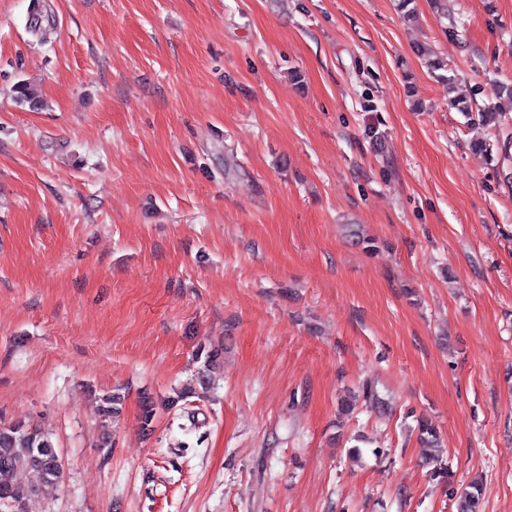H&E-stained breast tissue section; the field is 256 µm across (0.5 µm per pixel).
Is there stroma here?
<instances>
[{
    "mask_svg": "<svg viewBox=\"0 0 512 512\" xmlns=\"http://www.w3.org/2000/svg\"><path fill=\"white\" fill-rule=\"evenodd\" d=\"M414 8L0 0V418L64 474L25 512H512V112L450 104L512 80V0ZM418 439L424 450L425 459L432 465L431 476L441 477L447 470L445 451L442 448L439 432L428 420H417ZM483 498L482 481L474 480L457 497V512H478Z\"/></svg>",
    "mask_w": 512,
    "mask_h": 512,
    "instance_id": "stroma-1",
    "label": "stroma"
}]
</instances>
